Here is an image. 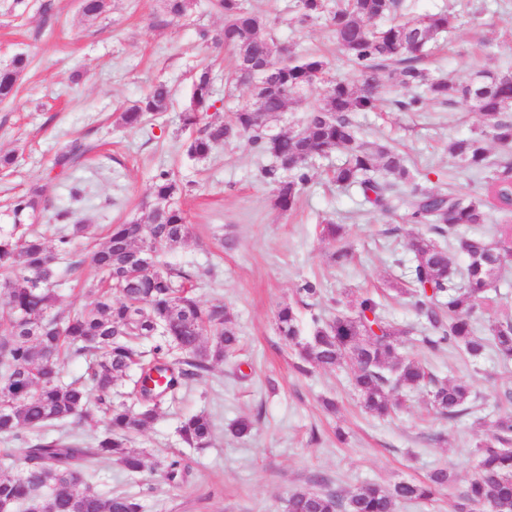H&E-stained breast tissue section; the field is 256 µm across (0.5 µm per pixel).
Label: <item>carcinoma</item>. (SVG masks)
Here are the masks:
<instances>
[{"mask_svg":"<svg viewBox=\"0 0 512 512\" xmlns=\"http://www.w3.org/2000/svg\"><path fill=\"white\" fill-rule=\"evenodd\" d=\"M163 16L179 21L188 16L191 0H162ZM108 0H83L82 14L96 19L106 12ZM224 16L218 30L202 29L208 47H224L236 54V65L222 84H242L244 64L269 61L275 79L265 81L253 73L255 102L237 109L225 121L208 120L217 98L215 74L201 71L193 82L189 107L182 113V128L195 136L186 142L190 159L207 157L224 143L246 140L274 159L263 171L273 185V204L282 212L293 210L309 179L313 163L331 153L342 155L332 169V180L342 188H358L372 205L386 211L402 203L409 219L430 226L432 235L409 242L413 263L407 287L397 289L413 298L424 321L428 348L459 350L472 358L493 347L512 359V321L489 328L490 338L477 335L473 315L487 288L499 278L512 256V221L498 224L495 238L469 235L459 238L467 259L463 285L448 252V239L460 228L485 222L484 208L512 216V162L488 161L486 140L512 147V82L487 76L488 87L472 108L486 120L479 134L459 137L451 154L465 167L490 169L483 185L484 200L476 202L453 191L423 187L407 161L386 146L370 147L358 136L352 116L372 112L385 80L422 88L436 99L452 103L468 99V85L437 79L418 67L427 46L448 30L445 12H424L408 21L396 16L403 0H298L304 22L325 20L358 80L332 81L328 62L320 56L296 55L280 46L267 21L243 7L242 0H214ZM29 58L15 56L0 69V101L11 98L29 66ZM324 85L322 98L308 104L301 128L273 132L288 104L303 102L306 94ZM170 90L153 86L140 101L121 113L123 124L134 127L149 115L167 111ZM82 152L73 143L58 155L52 168L65 171ZM168 170L159 171L150 186L147 221L113 224L106 241L90 252L100 278L83 284L90 303L79 309L57 307L60 269L74 274L82 266L75 249L77 237L92 238L88 224H75L61 232L55 244L30 229L24 219L41 207L38 190L16 198L13 228L0 229V464L10 462L16 472L0 476V501L13 512H141L139 500L125 493L102 496L88 484V467L115 460L130 474L145 467V456L128 447L132 433L150 428L160 409L177 392L211 370L212 364L234 354L239 338L223 304H202L195 296L193 274L166 261L167 254L188 237L180 196L191 191ZM154 253L149 267L130 265L141 249ZM277 328L288 345L307 363L322 368L344 364L351 368V385L361 407L376 416L396 406V389L427 390L430 405L450 418L469 413L471 384L455 379L442 382L427 366L398 353L401 332L386 307L371 294L358 298L353 311L329 322L312 319L308 333L298 326L296 308L281 307ZM150 340V349L140 344ZM180 357L168 361L173 352ZM85 361V372L66 382L62 366L68 360ZM130 379L137 407L112 400V387ZM96 398L105 416L104 431L87 445L67 431L48 437L49 426L81 425L88 421L87 404ZM185 444L205 448L214 424L204 413L186 418L179 429ZM512 416L499 419L479 444L475 476L461 496L457 512H512ZM455 481L448 468H437L423 480H404L389 487L369 483L348 495L303 490L292 493L287 512H394L399 502L432 501Z\"/></svg>","mask_w":512,"mask_h":512,"instance_id":"1","label":"carcinoma"}]
</instances>
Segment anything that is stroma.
Here are the masks:
<instances>
[{"label":"stroma","instance_id":"35a3bbf8","mask_svg":"<svg viewBox=\"0 0 512 512\" xmlns=\"http://www.w3.org/2000/svg\"><path fill=\"white\" fill-rule=\"evenodd\" d=\"M408 2L412 12L445 11L453 19L419 62L431 76L463 82L478 71L512 72V0ZM243 4L266 18L279 43L299 55L323 56L333 78L354 79L328 23H299L296 0ZM162 5L110 0L107 11L89 21L79 0H0V67L18 54L31 60L14 99L0 103V155L16 157L0 169V226L12 221V198L36 188L44 209L33 226L47 241L76 224L95 226L102 240L109 225L145 218L152 176L174 171L194 188L180 200L190 235L168 259L193 273L202 303L229 309L240 340L234 356L182 389L150 429L133 434L131 448L146 454L144 471L131 475L101 464L91 473L93 489L130 493L143 512H285L289 493L312 488L316 476L323 489L345 495L365 482L421 480L447 467L456 475L453 487L430 502L398 503L395 512H456L477 444L498 418L512 414V362L491 349L471 359L421 342L422 321L411 299L392 300L388 293L407 278L413 259L407 242L429 228L410 222L405 208L385 212L359 189L336 186L330 176L335 157L314 164L287 213L273 206L272 186L262 176L271 158L247 142L203 159L187 157L190 133L180 115L190 104L193 74L207 66L224 73L236 57L199 40L200 29L224 23L210 0H194L188 17L160 26ZM160 81L171 89L167 112L137 128L123 126L121 112ZM412 95L382 87L378 108L355 115L362 140L396 147L425 186L480 199L482 174L464 169L448 145L484 130V117L460 99L446 104L427 97L418 110L402 109ZM76 141L86 153L68 170H53L55 157ZM60 211L69 212V222L55 221ZM327 221L345 227L352 253L345 264L331 258L337 245L322 236ZM307 281L317 286L310 297L299 292ZM368 292L387 295L389 316L402 331L401 356L426 361L442 379H472L471 413L448 418L428 410L423 393L399 390L395 412L376 418L360 410L346 370H301L296 351L278 333V309L294 305L307 328ZM510 319L512 261L475 314L483 332ZM327 399L335 401L336 413L325 410ZM199 411L211 415L215 429L209 447L194 449L177 429ZM241 417L251 418L254 429L237 438L229 426ZM175 454L188 465L177 484L163 472Z\"/></svg>","mask_w":512,"mask_h":512}]
</instances>
